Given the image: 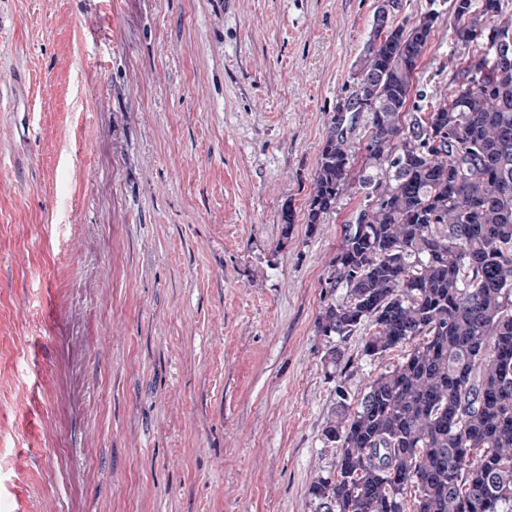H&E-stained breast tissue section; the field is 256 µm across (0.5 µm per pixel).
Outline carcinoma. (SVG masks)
I'll list each match as a JSON object with an SVG mask.
<instances>
[{
    "label": "carcinoma",
    "mask_w": 512,
    "mask_h": 512,
    "mask_svg": "<svg viewBox=\"0 0 512 512\" xmlns=\"http://www.w3.org/2000/svg\"><path fill=\"white\" fill-rule=\"evenodd\" d=\"M454 86L408 112L435 13L411 27L372 24L355 90L327 122L307 202L321 224L343 197L344 225L318 322L335 403L322 431L332 474L314 512H512V13L502 0H453ZM364 145L355 144L360 127ZM363 152L354 172L356 152ZM397 364L369 380L344 343ZM368 330V326L361 327L344 345L347 353L346 357L350 356L353 360H355V362H358L359 365H361V368L357 372H354L348 381L351 393L355 394V398L360 394V392L363 391L368 381L378 372H380L381 369H384V365L389 366L396 364L399 360H401L405 351V348L401 347L395 349L393 352L387 355L383 364L379 363L378 361L370 362L369 359L361 357V338L362 336H365V332Z\"/></svg>",
    "instance_id": "obj_1"
}]
</instances>
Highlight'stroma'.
<instances>
[{"mask_svg":"<svg viewBox=\"0 0 512 512\" xmlns=\"http://www.w3.org/2000/svg\"><path fill=\"white\" fill-rule=\"evenodd\" d=\"M378 5L0 0V512H313L358 199L307 201Z\"/></svg>","mask_w":512,"mask_h":512,"instance_id":"1","label":"stroma"}]
</instances>
